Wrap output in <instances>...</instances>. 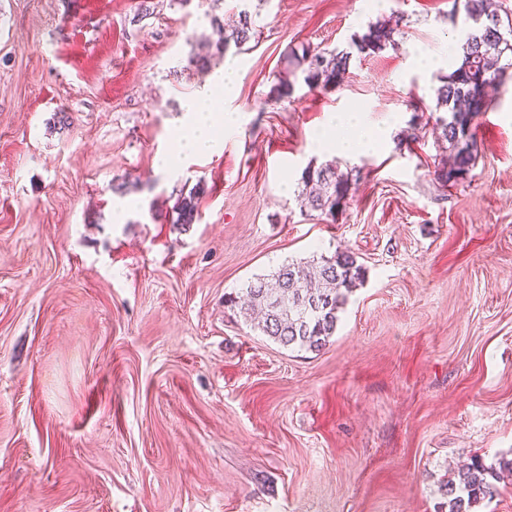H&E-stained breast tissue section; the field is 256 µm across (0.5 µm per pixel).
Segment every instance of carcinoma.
<instances>
[{"mask_svg":"<svg viewBox=\"0 0 512 512\" xmlns=\"http://www.w3.org/2000/svg\"><path fill=\"white\" fill-rule=\"evenodd\" d=\"M467 28L459 58L451 72L435 89V126L448 142L449 162L435 170L444 186H455L470 174L476 164L479 143L473 128L476 116L486 111L499 86L512 80V15L499 13L492 0H465ZM254 21L245 9L239 11L237 25L224 31L223 52L233 43L240 48L252 36ZM398 31L378 20L354 35L351 48L371 55L397 44ZM352 52L321 51L304 47L286 56V75L275 86L277 99L291 98L297 72L304 74L312 90L334 89L347 74ZM361 180V171H342L329 163L308 167L302 173L304 188L298 195L300 207L336 217L344 211ZM173 209L176 223L192 224L198 214V197H180ZM362 265L349 251L331 257L281 266L266 277L250 281L244 294L248 302L240 307L244 318L255 320V327L289 349L317 352L334 335L338 313L348 296L364 280ZM504 471L512 472V461L487 467L475 461L439 487L448 512H475V507L497 494L494 481Z\"/></svg>","mask_w":512,"mask_h":512,"instance_id":"carcinoma-1","label":"carcinoma"}]
</instances>
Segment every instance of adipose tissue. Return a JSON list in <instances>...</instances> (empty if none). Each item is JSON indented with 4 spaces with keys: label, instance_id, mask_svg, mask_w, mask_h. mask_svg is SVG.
<instances>
[{
    "label": "adipose tissue",
    "instance_id": "1",
    "mask_svg": "<svg viewBox=\"0 0 512 512\" xmlns=\"http://www.w3.org/2000/svg\"><path fill=\"white\" fill-rule=\"evenodd\" d=\"M235 123L234 115L221 110L210 94L191 99L185 108L182 138L174 152L159 158L158 169H174L184 153L208 155L220 151L223 142L217 135L218 129L233 127Z\"/></svg>",
    "mask_w": 512,
    "mask_h": 512
}]
</instances>
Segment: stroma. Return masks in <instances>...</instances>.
I'll return each instance as SVG.
<instances>
[{
    "instance_id": "stroma-1",
    "label": "stroma",
    "mask_w": 512,
    "mask_h": 512,
    "mask_svg": "<svg viewBox=\"0 0 512 512\" xmlns=\"http://www.w3.org/2000/svg\"><path fill=\"white\" fill-rule=\"evenodd\" d=\"M140 4L0 0V512H440L457 466L512 459V82L456 186L411 129L464 0ZM243 8L247 49L200 69L211 17ZM388 17L397 49L273 102L289 48L342 50ZM228 58L238 126L157 170ZM346 112L375 149L313 147ZM331 161L363 172L346 211L301 209L303 171ZM199 186L197 222L177 223ZM339 251L365 279L321 351L224 302Z\"/></svg>"
}]
</instances>
